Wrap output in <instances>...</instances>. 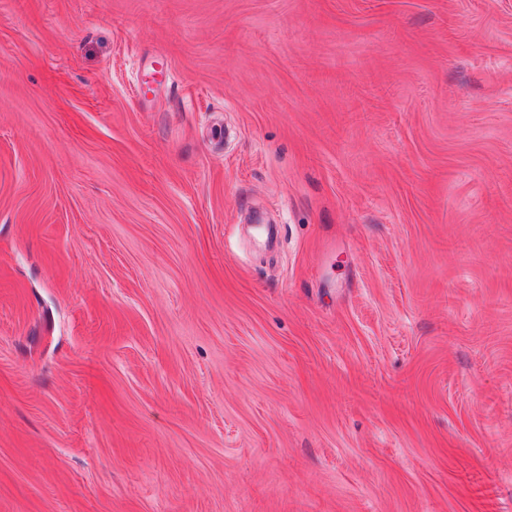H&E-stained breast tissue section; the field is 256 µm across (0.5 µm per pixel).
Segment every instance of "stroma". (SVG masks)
Listing matches in <instances>:
<instances>
[{"label":"stroma","mask_w":512,"mask_h":512,"mask_svg":"<svg viewBox=\"0 0 512 512\" xmlns=\"http://www.w3.org/2000/svg\"><path fill=\"white\" fill-rule=\"evenodd\" d=\"M0 512H512V0H0Z\"/></svg>","instance_id":"35a3bbf8"}]
</instances>
